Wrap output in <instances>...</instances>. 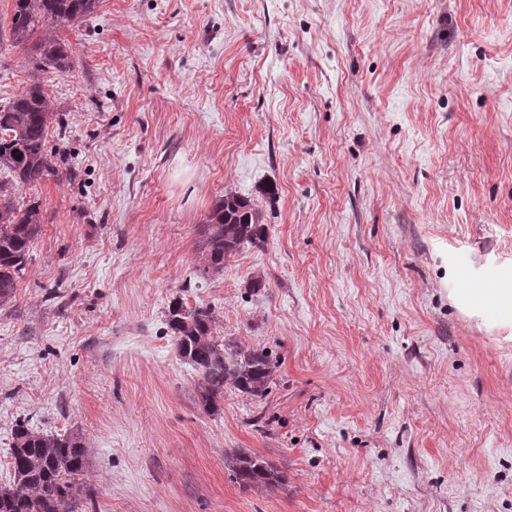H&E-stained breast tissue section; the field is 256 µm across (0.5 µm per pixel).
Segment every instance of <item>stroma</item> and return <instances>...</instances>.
<instances>
[{
    "label": "stroma",
    "mask_w": 512,
    "mask_h": 512,
    "mask_svg": "<svg viewBox=\"0 0 512 512\" xmlns=\"http://www.w3.org/2000/svg\"><path fill=\"white\" fill-rule=\"evenodd\" d=\"M12 4L0 106L41 83L74 175L26 192L0 483L26 420L82 436L97 512H512V0H99L53 74ZM229 192L267 241L207 272ZM175 297L271 353L266 397L203 410ZM224 461L243 486L276 487L285 483L281 471L257 455L234 450L225 453Z\"/></svg>",
    "instance_id": "1"
}]
</instances>
